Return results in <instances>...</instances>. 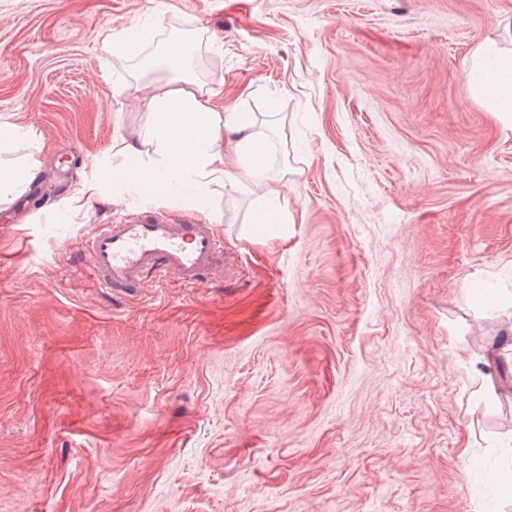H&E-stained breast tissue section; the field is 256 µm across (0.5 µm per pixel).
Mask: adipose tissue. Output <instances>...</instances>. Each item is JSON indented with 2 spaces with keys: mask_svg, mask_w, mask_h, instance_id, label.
<instances>
[{
  "mask_svg": "<svg viewBox=\"0 0 512 512\" xmlns=\"http://www.w3.org/2000/svg\"><path fill=\"white\" fill-rule=\"evenodd\" d=\"M161 21L138 29L135 34L106 33L112 57L125 64L139 58L150 36L159 34ZM192 42L171 39L165 42L160 65L177 70L170 87L158 90L154 80L138 81L149 119L136 137L119 141L118 160L111 170L119 186L136 190L142 201L181 197L180 186L193 179V196L205 201L209 185H241L243 178L265 186V201L254 213L250 233L262 236L281 223L283 207L269 166V142L260 132L255 114L232 111L220 113L210 101L213 89L195 76L191 61ZM473 84L490 91L496 111L512 112V55L490 58L471 74ZM242 158L241 170L228 167V153Z\"/></svg>",
  "mask_w": 512,
  "mask_h": 512,
  "instance_id": "ef3b65f1",
  "label": "adipose tissue"
}]
</instances>
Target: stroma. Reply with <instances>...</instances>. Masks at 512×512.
Returning a JSON list of instances; mask_svg holds the SVG:
<instances>
[{
	"label": "stroma",
	"instance_id": "35a3bbf8",
	"mask_svg": "<svg viewBox=\"0 0 512 512\" xmlns=\"http://www.w3.org/2000/svg\"><path fill=\"white\" fill-rule=\"evenodd\" d=\"M156 17L274 113L286 218L157 200L227 275L106 293L84 240L139 198L76 195L148 114L102 36ZM508 51L512 0H0L39 162L0 194V512H512V117L469 79Z\"/></svg>",
	"mask_w": 512,
	"mask_h": 512
}]
</instances>
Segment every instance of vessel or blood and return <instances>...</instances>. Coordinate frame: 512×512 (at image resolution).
I'll return each instance as SVG.
<instances>
[{
	"instance_id": "vessel-or-blood-1",
	"label": "vessel or blood",
	"mask_w": 512,
	"mask_h": 512,
	"mask_svg": "<svg viewBox=\"0 0 512 512\" xmlns=\"http://www.w3.org/2000/svg\"><path fill=\"white\" fill-rule=\"evenodd\" d=\"M85 262L96 288L137 292L169 280L190 286L224 264V242L209 225L174 223L166 216L131 210L118 221L95 225Z\"/></svg>"
}]
</instances>
